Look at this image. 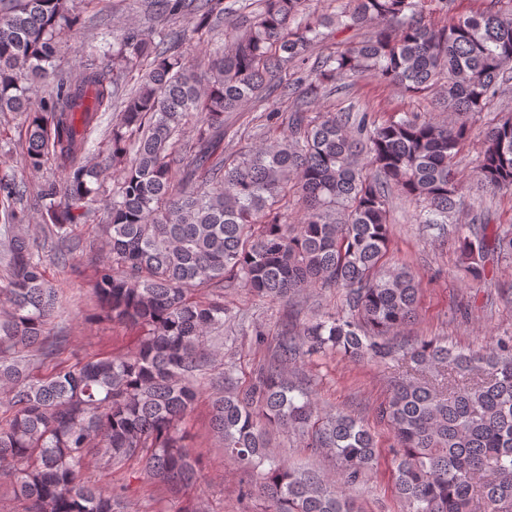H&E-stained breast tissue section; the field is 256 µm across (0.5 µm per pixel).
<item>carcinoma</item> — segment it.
<instances>
[{
    "label": "carcinoma",
    "instance_id": "1",
    "mask_svg": "<svg viewBox=\"0 0 512 512\" xmlns=\"http://www.w3.org/2000/svg\"><path fill=\"white\" fill-rule=\"evenodd\" d=\"M70 0H0V112L26 115L25 166L52 163L62 184L0 177V480L23 512H122L121 495L84 475L94 450L104 468L132 461L177 494L202 479L180 423L209 391L224 454L249 480L244 500L264 512H359L350 490L377 458L371 429L322 412L289 368L314 354L398 356L405 365L377 418L395 440L394 488L405 512H512V333L465 354L445 339L399 344L415 317L420 282L385 266L389 206L419 205V222L445 224L459 204L452 160L470 122L512 89V8L487 7L439 25L423 0H149L146 30L112 34V66L53 68ZM189 17L190 28L172 21ZM339 28L367 29L340 52L308 53ZM221 34L205 74L186 45ZM147 65L129 90L124 78ZM372 76L432 94L453 123L401 117L378 123L353 107L317 111L319 96ZM275 95L290 105L270 102ZM255 128L278 138L224 153L225 118L247 103ZM191 126L189 139L179 138ZM108 147L120 171L106 200L111 260L95 269V318L132 332L124 353L67 362L68 339L49 330L59 289L28 234V200L45 238L77 248L74 228L101 201L89 154ZM475 176L512 189V114L488 128ZM299 224L288 222V193ZM460 265L476 283L489 261L512 256V227L456 228ZM261 301L308 288H342L347 313L297 328L284 321L249 381L212 369L208 336L224 326V284ZM202 291L205 296L198 297ZM273 429L297 433L336 459L338 480L295 470L270 451Z\"/></svg>",
    "mask_w": 512,
    "mask_h": 512
}]
</instances>
